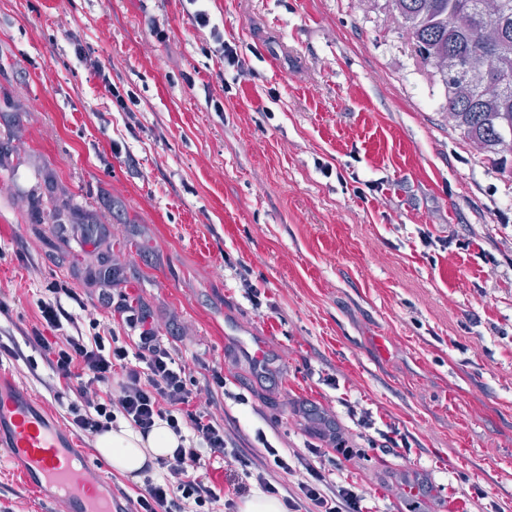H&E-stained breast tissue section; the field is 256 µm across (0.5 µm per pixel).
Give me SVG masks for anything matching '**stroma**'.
I'll use <instances>...</instances> for the list:
<instances>
[{
    "instance_id": "35a3bbf8",
    "label": "stroma",
    "mask_w": 512,
    "mask_h": 512,
    "mask_svg": "<svg viewBox=\"0 0 512 512\" xmlns=\"http://www.w3.org/2000/svg\"><path fill=\"white\" fill-rule=\"evenodd\" d=\"M206 7L242 69L188 0H0V337L23 345L51 288L126 336L96 240L58 230L99 225L113 293L192 383L221 371L212 410L247 456L305 454L304 401L354 448L332 478L365 512H512V152L449 121L391 0ZM258 342L276 386L244 358ZM0 371L69 428L39 351L0 350ZM0 512L60 507L2 464Z\"/></svg>"
}]
</instances>
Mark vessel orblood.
I'll use <instances>...</instances> for the list:
<instances>
[{"mask_svg":"<svg viewBox=\"0 0 512 512\" xmlns=\"http://www.w3.org/2000/svg\"><path fill=\"white\" fill-rule=\"evenodd\" d=\"M0 461L44 499L64 498L70 512H128L106 488L105 459L89 461L54 417L38 409L29 392L0 373Z\"/></svg>","mask_w":512,"mask_h":512,"instance_id":"b4317fda","label":"vessel or blood"}]
</instances>
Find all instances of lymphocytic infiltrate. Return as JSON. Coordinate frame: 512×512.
Wrapping results in <instances>:
<instances>
[{
	"label": "lymphocytic infiltrate",
	"mask_w": 512,
	"mask_h": 512,
	"mask_svg": "<svg viewBox=\"0 0 512 512\" xmlns=\"http://www.w3.org/2000/svg\"><path fill=\"white\" fill-rule=\"evenodd\" d=\"M99 299L114 306L123 326L133 332L132 341L98 331L83 333L57 296L41 300L43 326L27 338L41 352L53 377L74 383L75 398L67 406L73 429L92 439L119 418L144 435L166 424L178 436L179 445L171 455L156 458L157 472L144 479L135 512H237L242 488L223 493L197 473L203 460L242 458L223 420L210 410L216 388L224 384L223 376L216 372L211 383L192 386L170 339L160 334L140 306L126 297L113 301L106 291L100 292ZM116 373L121 382L118 392L111 394L107 387ZM300 414L306 422L317 424L323 447L309 449L293 465L278 449L267 448V458L255 475L259 489L280 498L285 512H362L363 496L357 487L331 485L328 473L313 464L322 457L324 447L345 458L353 456V449L339 441L335 427L315 420L312 411L304 408ZM296 465L305 470V478L294 490L281 492L270 469L288 472Z\"/></svg>",
	"instance_id": "lymphocytic-infiltrate-1"
}]
</instances>
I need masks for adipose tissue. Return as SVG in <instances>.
<instances>
[{
  "label": "adipose tissue",
  "instance_id": "adipose-tissue-1",
  "mask_svg": "<svg viewBox=\"0 0 512 512\" xmlns=\"http://www.w3.org/2000/svg\"><path fill=\"white\" fill-rule=\"evenodd\" d=\"M178 444V438L171 430L158 426L145 436L129 428L106 431L98 436L96 448L115 470L134 475L146 462L172 454Z\"/></svg>",
  "mask_w": 512,
  "mask_h": 512
}]
</instances>
